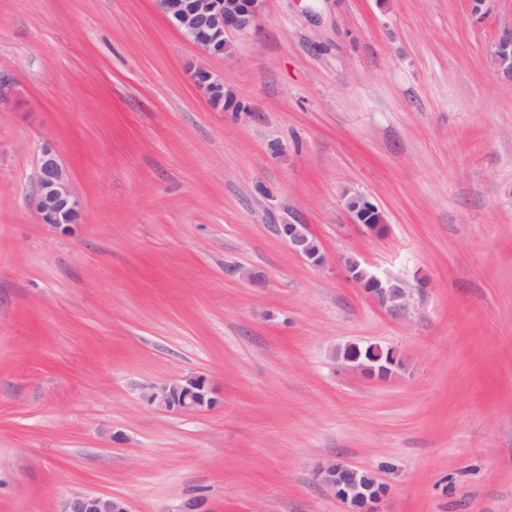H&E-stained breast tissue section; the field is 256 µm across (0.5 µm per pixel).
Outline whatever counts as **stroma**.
<instances>
[{"label": "stroma", "instance_id": "obj_1", "mask_svg": "<svg viewBox=\"0 0 512 512\" xmlns=\"http://www.w3.org/2000/svg\"><path fill=\"white\" fill-rule=\"evenodd\" d=\"M511 18L512 0H263L209 63L240 104L221 112L154 0H0V512L76 492L350 512L314 475L328 461L384 482L381 512H512V81L488 56ZM42 143L83 203L67 236L28 205ZM279 224L404 281L410 317ZM350 343L401 366L368 380ZM191 373L219 407L139 401ZM373 205H370L365 200H361V207L359 209H350L347 206V209L350 213L357 212L356 217H354L355 222L364 227L366 230L378 234L381 233L385 227L383 224V218L380 214L379 210ZM278 234L288 242L290 249L301 258L316 267L328 265L329 258L325 250L317 245L307 225L304 224H280L277 227Z\"/></svg>", "mask_w": 512, "mask_h": 512}]
</instances>
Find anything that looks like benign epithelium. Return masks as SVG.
<instances>
[{
    "label": "benign epithelium",
    "mask_w": 512,
    "mask_h": 512,
    "mask_svg": "<svg viewBox=\"0 0 512 512\" xmlns=\"http://www.w3.org/2000/svg\"><path fill=\"white\" fill-rule=\"evenodd\" d=\"M158 10L190 42L211 60H218L231 53L228 36L257 25L263 0H155ZM489 58L496 71L512 81V23L499 33L489 51ZM197 86L207 94L215 107L239 110L240 104L224 94V84L215 78L207 67H197L193 72ZM29 206L42 224L62 234L71 232L78 223L82 203L77 195L69 169L48 145L40 147L32 176ZM355 222L366 230L378 234L385 224L379 210L361 201ZM278 234L288 242L290 249L316 267L328 265L325 250L317 245L305 224H280ZM360 264L347 258L342 265L344 277L378 301L394 319H404L408 314L409 292L397 282L371 274L368 279L355 275ZM350 367L374 380H385L392 371L385 365L370 366L347 360ZM139 398L146 406L175 415L198 414L216 407L219 400L210 380L203 374L177 376L160 383L139 388ZM316 477L338 500L353 507V512H380L379 504L387 487L364 472L350 465L334 461L321 464ZM61 512H133L122 497L79 492L70 496Z\"/></svg>",
    "instance_id": "obj_1"
}]
</instances>
